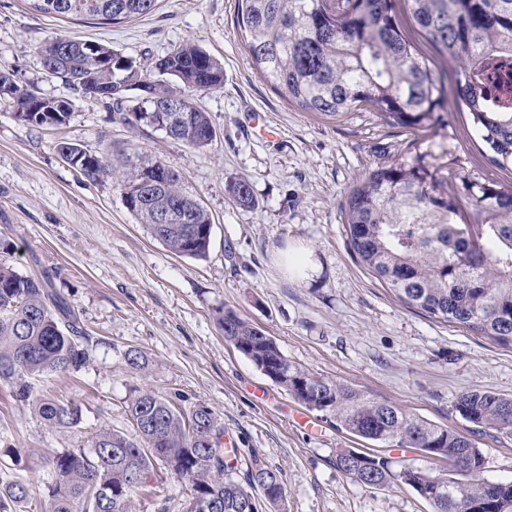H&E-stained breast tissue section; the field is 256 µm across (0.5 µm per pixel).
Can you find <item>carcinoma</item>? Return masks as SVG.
Returning a JSON list of instances; mask_svg holds the SVG:
<instances>
[{
  "label": "carcinoma",
  "mask_w": 512,
  "mask_h": 512,
  "mask_svg": "<svg viewBox=\"0 0 512 512\" xmlns=\"http://www.w3.org/2000/svg\"><path fill=\"white\" fill-rule=\"evenodd\" d=\"M29 2L37 12L117 24L153 13L159 0ZM403 13L452 64L456 99L468 108L489 161L512 169V0H238L236 20L252 64L288 103L333 117L366 104L390 126L427 131L439 124L444 84L407 37ZM84 46L59 35L41 50L43 68L82 93ZM97 47L115 56L112 68L99 73V85L135 74L147 78L133 60L105 44ZM154 69L159 78L151 85L153 101L138 97L127 107L125 98L104 92L99 98L112 103L113 118L122 123L136 126L137 113L147 112L171 128V139L191 148L209 145L206 133L213 125L191 93L222 87L223 64L186 42L157 59ZM39 116L61 126L71 113L14 118L40 127ZM89 164L93 176L80 162L73 168L94 182L113 174L100 153ZM165 167L162 162L128 166L123 192ZM226 190L238 206L254 204L246 181L231 180ZM185 197L175 179L129 211L170 252L201 259L211 241L204 229L212 225L202 205L192 211L191 239L177 220L165 229L149 219ZM463 198L470 208L466 216L459 207ZM343 209L350 251L402 303L512 346V186L462 177L448 187L436 169L394 161L375 166L354 184ZM218 325L224 339L260 371L275 369L272 381L294 400L333 415L353 436L384 447L430 448L450 463L466 456L474 465L470 483L459 484L452 496L448 479L422 468L396 470L389 461L373 475L351 468L352 450L341 448L333 464L355 482L378 489L407 485L421 496L437 489L440 495L429 501L432 512H512V481L483 477L485 458L471 439L306 372L288 360L274 337L231 309L219 316ZM90 358L73 311L49 290L47 280L0 262V382L10 386L15 400L30 406L48 428L77 425L78 408L34 395L32 380L78 371ZM182 402L135 391L125 405L132 435L101 428L91 437V449L58 453L49 460L53 480L39 496L24 482L0 483V512H134L136 497L162 492L172 480L190 488L182 512H287L281 473L259 466L243 487L224 465V425L215 412L201 404L187 410ZM454 409L477 427L512 431V398L494 391L463 392Z\"/></svg>",
  "instance_id": "carcinoma-1"
}]
</instances>
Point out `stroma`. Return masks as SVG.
<instances>
[{
    "label": "stroma",
    "mask_w": 512,
    "mask_h": 512,
    "mask_svg": "<svg viewBox=\"0 0 512 512\" xmlns=\"http://www.w3.org/2000/svg\"><path fill=\"white\" fill-rule=\"evenodd\" d=\"M237 0H160L151 15L115 26L60 19L27 0H0V70L39 94L69 100L59 127H29L0 101V252L22 274L47 273L75 312L93 358L76 373L35 382L38 395L78 406V425L47 430L0 383V451L18 449L19 465L0 481L42 492L47 460L86 448L102 426L129 432L125 402L137 388L181 395L218 416L239 448L233 471L245 481L256 467L278 470L288 512H431L407 486L375 489L336 470L338 449H367L333 416L309 412L316 431L294 421L305 411L226 341L224 310L273 336L289 360L313 375L399 405L408 415L452 428L485 456L483 476L512 481V434L485 431L454 409L466 390L512 397V347L404 306L347 246L348 189L373 167L424 161L447 180L512 184L492 165L467 109L448 98L443 123L430 131L392 127L374 109L338 117L304 112L285 101L252 65L236 25ZM62 34L95 40L150 70L155 59L193 41L224 65L222 88L197 93L216 137L190 148L148 126L112 118L106 100L48 75L42 44ZM261 113L278 130L263 138ZM81 144L110 160L114 175L91 182L57 151ZM161 161L210 213L207 256L180 257L154 239L126 208L118 180L125 165ZM246 180L255 199L236 205L228 181ZM140 351L144 369L127 364Z\"/></svg>",
    "instance_id": "stroma-1"
}]
</instances>
